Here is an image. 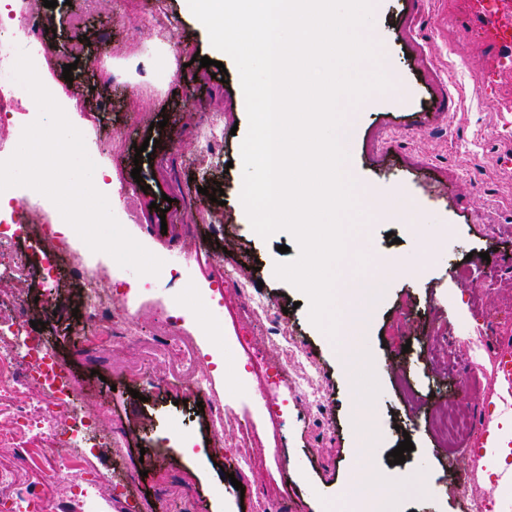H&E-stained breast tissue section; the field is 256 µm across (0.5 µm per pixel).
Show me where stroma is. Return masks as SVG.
Listing matches in <instances>:
<instances>
[{
	"instance_id": "stroma-1",
	"label": "stroma",
	"mask_w": 512,
	"mask_h": 512,
	"mask_svg": "<svg viewBox=\"0 0 512 512\" xmlns=\"http://www.w3.org/2000/svg\"><path fill=\"white\" fill-rule=\"evenodd\" d=\"M45 29L37 73L58 103L74 102L68 118L84 130L96 174L111 190L131 182L135 145L156 141L140 175L144 190L120 193L114 215L151 253L169 261L199 238L228 250L223 262L201 254L186 280L161 281L128 314L139 339L118 338L109 351L91 352L90 326L79 311L78 285L67 270L78 263L98 267V286L113 280L138 288L142 276L114 271V259L73 237L53 279L54 306L31 302L29 318L44 322L41 334L70 368L73 391L57 420H95L85 438L91 451L81 469L86 481L109 475L92 500L44 477L53 452L45 440L0 443V467L33 490L30 512H73L83 503L94 512L107 499L109 512H183V494L197 512H279L282 494L290 512H326L343 501L358 470L353 408L337 347L308 316L305 295L270 278V262L294 259L296 241L286 231L254 240L240 213L241 143L246 104L232 58L214 51L209 35L184 0H168L178 22L177 50L166 67L156 63L157 38L141 23L146 0H29ZM499 0H374L366 35L388 53L391 82L400 99L382 93L369 106H355L356 127L347 168L357 186L404 197L425 220L440 227L447 243L414 276L392 274L368 329L379 384L375 416L384 434L374 459L387 467L403 437L407 471H424L428 490L402 491L404 512H465V498L512 502V479L483 462L494 417L512 415V382L496 368V356L512 345V26L498 27ZM221 61L223 71L193 63L194 54ZM74 64L72 81L62 73ZM115 73L103 84V72ZM217 119L222 142L206 149L202 131ZM219 186L222 203L202 195ZM365 253L410 257L419 245L409 225L365 214L356 230ZM287 253H280V246ZM470 272L458 278V269ZM223 278L231 308L210 302L197 307L177 338L197 353L189 372L154 342L166 335L165 316L174 298H191L210 279ZM263 298L268 311L256 309ZM255 337L268 366L287 367L288 403L270 421L258 385L230 382L245 361L214 347L208 328ZM279 336H268L271 327ZM207 375L224 406V434L214 438L187 387L193 373ZM482 388L473 400L468 384ZM456 402L474 415L477 432L465 448L449 453L433 419ZM277 449L253 467L239 469L235 453L251 439Z\"/></svg>"
}]
</instances>
